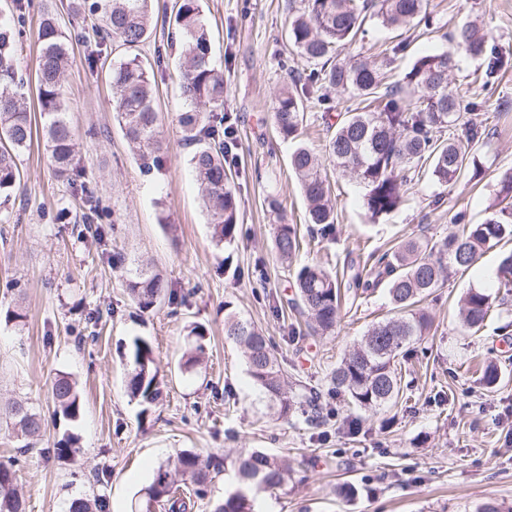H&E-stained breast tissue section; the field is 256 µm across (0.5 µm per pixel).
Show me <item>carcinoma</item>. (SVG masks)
I'll return each mask as SVG.
<instances>
[{"mask_svg":"<svg viewBox=\"0 0 512 512\" xmlns=\"http://www.w3.org/2000/svg\"><path fill=\"white\" fill-rule=\"evenodd\" d=\"M151 0H83L85 14L95 15L94 48L86 55L89 67L97 64L108 44L129 49L146 42L151 34ZM302 14L290 23L289 41L311 68L301 77L291 76V85L279 90L273 101L275 130L284 140L300 135L304 120L301 95L327 86L348 93L365 106L347 112L334 125L328 142V157L336 167L353 175L365 190L363 205L373 218L388 215L404 202L406 187L428 168L441 184L456 182L476 164L475 151L486 136L478 120L484 101H466L450 88V76L457 57L488 56L481 78L491 79L502 62L487 53V40L473 22L456 28L449 37L451 47L415 58L401 79L393 81L383 64L360 55L340 58L341 51L355 42L369 21L386 29L407 26L429 27L424 0H305ZM175 31L170 45L182 58L179 87L184 107L176 116L182 141L191 148L190 165L200 186L209 217L212 240L230 246L237 237L239 202L230 185L227 164L236 138L232 117L224 112V73L214 65L211 34L203 17L200 0H177ZM40 57L37 72V100L44 144L58 176L81 194L84 229L93 230L112 268L126 276L127 288L139 308L149 310L174 297V288L151 264L123 250H108L109 229L95 223L100 204L94 199L74 150V130L64 101V79L70 63V42L56 18L45 14L39 28ZM20 31L0 22V198L9 201L20 189L17 160L32 142L31 115L22 93L23 79L16 68ZM163 52L157 51L155 66L130 56L110 70L112 101L118 124L147 172L161 165L164 143L160 117L152 95L155 68L162 66ZM291 167L300 181L307 205L310 232L322 238L335 234L336 210L329 187L321 177L322 159L300 143L291 156ZM499 197L505 205L482 224L466 223V213L455 214L459 229L439 240L408 239L392 253L381 255L367 276L353 278L352 288L368 293L382 282L398 316L372 325L361 343L354 347L329 374L328 381L348 403L363 412L395 407L403 397L400 359L409 358V347L428 335L430 314L420 302L440 286L447 270L470 269L485 248L512 239V175L502 181ZM274 248L288 263L300 248L297 225H274ZM501 288H512V253L502 259L498 270ZM295 293L289 299L293 309L306 316L310 335L335 331L341 304L337 275L318 263H307L295 272ZM495 297L486 289L470 288L460 299L463 328L477 332L494 308ZM195 338L194 354L183 363L188 371L205 351L204 331L190 327ZM224 335L243 352L248 374L266 398L277 406L281 418L289 417L296 404L306 406L314 420L322 414L319 393L303 387L298 394L290 388L277 363L267 336L252 322L229 313ZM127 391L131 398L151 404L160 395L151 344L143 337L132 340L129 350ZM54 412L69 419L80 415L81 401L76 384L59 374L51 383ZM0 419L24 439L42 436L41 415L21 401L0 405ZM74 436L66 434L54 444L55 455L69 458L77 452ZM216 457L185 450L177 455L176 471L205 496L208 484L220 472ZM224 469L236 478L234 488L212 512H256L257 492L279 488L288 482L290 469L280 457L263 450L224 457ZM18 474L0 463V512H26L17 490ZM159 505L167 512H188L191 501L179 497V486L168 468L159 467L144 489L141 508ZM68 512H106L100 501L83 497L70 500Z\"/></svg>","mask_w":512,"mask_h":512,"instance_id":"carcinoma-1","label":"carcinoma"}]
</instances>
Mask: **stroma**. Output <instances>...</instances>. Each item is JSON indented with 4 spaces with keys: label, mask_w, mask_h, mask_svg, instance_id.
Listing matches in <instances>:
<instances>
[{
    "label": "stroma",
    "mask_w": 512,
    "mask_h": 512,
    "mask_svg": "<svg viewBox=\"0 0 512 512\" xmlns=\"http://www.w3.org/2000/svg\"><path fill=\"white\" fill-rule=\"evenodd\" d=\"M71 0H25L23 48L16 67L33 81L44 14L71 35L72 63L65 76L67 112L84 177L114 226L113 246L149 260L176 288L174 302L140 311L126 279L112 269L97 240L72 228L82 203L55 177L42 139L21 154V193L0 209V403L23 400L40 412L44 435L22 453L23 438L0 425V463L15 464L27 512H66L77 496L104 499L106 512H133L155 470L173 464L184 449L217 455L258 448L287 459L294 477L260 493V512H476L495 501L512 506V296L497 306L478 335L459 325V300L470 288L496 290L505 246L484 250L468 271L455 273L425 303L434 325L402 365L410 400L378 413L359 414L345 397L328 392L327 376L373 323L391 317L385 289L343 306L329 336L298 332L304 316L288 304L297 266L318 261L333 270L365 266L370 255L392 252L413 237L440 239L454 231L466 210L483 223L497 202L500 182L512 173V0H424L441 28L398 56L406 71L416 55L445 46V36L475 20L503 61L486 93L487 123L494 134L480 141L475 182L448 185L422 175L407 187L396 212L371 219L363 188L353 175L325 163L322 174L338 214L334 236L304 247L285 264L273 247V224H305L306 202L290 170L295 141L279 139L272 102L306 69L288 38V20L302 0H203L212 35L213 61L224 72V109L238 121L230 162L240 200L238 239L215 246L201 190L175 115L183 108L178 85L181 59L170 54L156 77L155 102L165 143L163 165L143 172L113 117L110 62L127 53L112 46L97 71L85 64L83 37L92 23L77 24ZM176 0H151L153 33L136 53L147 64L175 28ZM301 141L325 154L330 138L324 113L355 111L358 99L333 89L305 102ZM279 212H271L269 200ZM19 319H10V311ZM253 322L272 340L293 383L325 390L320 424L303 408L280 419L253 384L240 348L224 336V316ZM205 333L206 350L189 373V325ZM149 340L162 395L153 404L132 399L126 388L125 353L134 337ZM500 380L483 382L486 366ZM77 384L78 419L53 412L48 391L56 375ZM362 418L358 435L348 422ZM73 434L79 451L62 460L54 444ZM351 483L352 497L336 487Z\"/></svg>",
    "instance_id": "35a3bbf8"
}]
</instances>
